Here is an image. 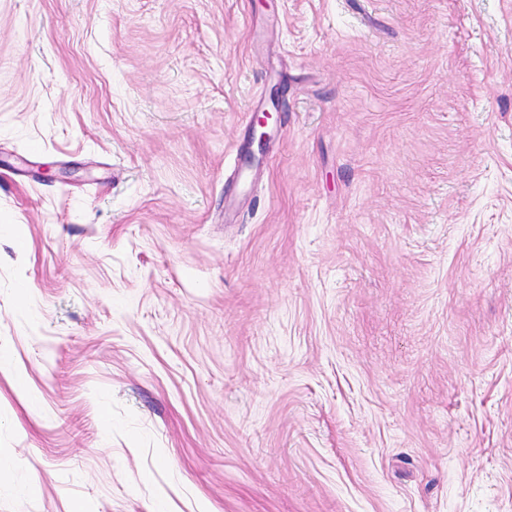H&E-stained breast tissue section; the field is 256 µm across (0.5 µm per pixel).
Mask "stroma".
Returning a JSON list of instances; mask_svg holds the SVG:
<instances>
[{"label": "stroma", "mask_w": 512, "mask_h": 512, "mask_svg": "<svg viewBox=\"0 0 512 512\" xmlns=\"http://www.w3.org/2000/svg\"><path fill=\"white\" fill-rule=\"evenodd\" d=\"M79 507L512 512V0H0V512Z\"/></svg>", "instance_id": "obj_1"}]
</instances>
